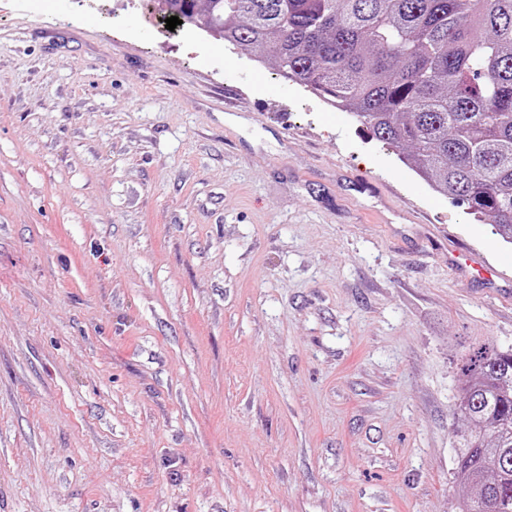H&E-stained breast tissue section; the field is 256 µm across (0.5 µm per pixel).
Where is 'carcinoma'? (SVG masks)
I'll list each match as a JSON object with an SVG mask.
<instances>
[{
  "mask_svg": "<svg viewBox=\"0 0 512 512\" xmlns=\"http://www.w3.org/2000/svg\"><path fill=\"white\" fill-rule=\"evenodd\" d=\"M405 146L407 164L512 244V0H167ZM460 512H512V350L461 359Z\"/></svg>",
  "mask_w": 512,
  "mask_h": 512,
  "instance_id": "obj_1",
  "label": "carcinoma"
}]
</instances>
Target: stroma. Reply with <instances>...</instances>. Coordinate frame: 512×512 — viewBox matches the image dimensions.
Listing matches in <instances>:
<instances>
[{
    "label": "stroma",
    "instance_id": "stroma-1",
    "mask_svg": "<svg viewBox=\"0 0 512 512\" xmlns=\"http://www.w3.org/2000/svg\"><path fill=\"white\" fill-rule=\"evenodd\" d=\"M167 16L0 0V512H458L512 245Z\"/></svg>",
    "mask_w": 512,
    "mask_h": 512
}]
</instances>
